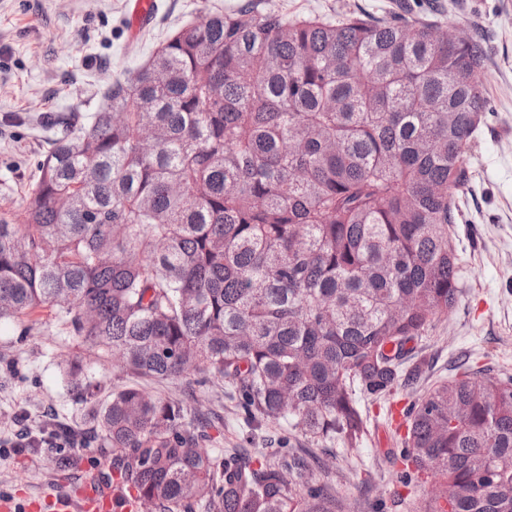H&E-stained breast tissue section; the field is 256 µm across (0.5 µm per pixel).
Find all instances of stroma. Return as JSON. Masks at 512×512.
Segmentation results:
<instances>
[{
  "mask_svg": "<svg viewBox=\"0 0 512 512\" xmlns=\"http://www.w3.org/2000/svg\"><path fill=\"white\" fill-rule=\"evenodd\" d=\"M159 9L138 43L129 39L127 0H0V217L24 221L26 198L43 158L46 134L32 124L44 112L90 117L100 89L136 68L174 29L245 0H159ZM264 9L291 16H338L349 9L413 18L434 7L441 29L483 36L487 44L486 96L490 114L480 123L468 152L469 180L459 197L452 227L459 255L460 294L456 307L435 318L417 346L423 376L410 391L362 400L367 433L346 460L324 457L314 470L344 512H411L414 503L440 491L431 476L410 502L392 506L396 466L385 449L407 427L387 420L392 406H409L439 380L462 367L512 374V0H261ZM94 365L105 387L136 385L146 392L211 413L212 448L261 447L239 421L227 385L214 379L196 387L194 376L177 380L143 378L127 372L110 355L87 350L47 310L0 323V494L36 493L55 482L100 470L106 441L93 432L87 405L68 390L62 367L73 356ZM36 442L18 445L21 434ZM70 434L78 465L57 471L54 435Z\"/></svg>",
  "mask_w": 512,
  "mask_h": 512,
  "instance_id": "obj_1",
  "label": "stroma"
}]
</instances>
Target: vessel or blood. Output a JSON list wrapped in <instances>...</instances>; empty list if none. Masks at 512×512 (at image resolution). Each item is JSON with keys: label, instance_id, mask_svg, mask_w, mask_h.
Segmentation results:
<instances>
[{"label": "vessel or blood", "instance_id": "b4317fda", "mask_svg": "<svg viewBox=\"0 0 512 512\" xmlns=\"http://www.w3.org/2000/svg\"><path fill=\"white\" fill-rule=\"evenodd\" d=\"M0 512H139V504L135 493L125 490L121 483L104 485L90 476L68 491L54 490L21 502L2 494Z\"/></svg>", "mask_w": 512, "mask_h": 512}]
</instances>
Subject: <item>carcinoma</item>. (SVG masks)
Listing matches in <instances>:
<instances>
[{
	"instance_id": "cac0c4a2",
	"label": "carcinoma",
	"mask_w": 512,
	"mask_h": 512,
	"mask_svg": "<svg viewBox=\"0 0 512 512\" xmlns=\"http://www.w3.org/2000/svg\"><path fill=\"white\" fill-rule=\"evenodd\" d=\"M418 18L288 17L247 3L179 26L55 122L24 223L0 218V322L48 309L131 373L228 383L260 448H207L198 416L63 374L142 512H341L302 437L347 451L362 395L412 387L405 345L458 302L456 198L486 97V45ZM395 491L424 512H512V375L463 371L406 410Z\"/></svg>"
}]
</instances>
